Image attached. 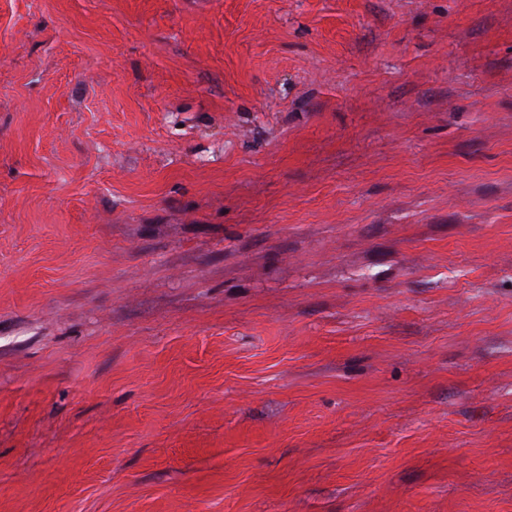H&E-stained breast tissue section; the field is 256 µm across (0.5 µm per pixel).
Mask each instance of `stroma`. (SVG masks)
Wrapping results in <instances>:
<instances>
[{
	"label": "stroma",
	"instance_id": "1",
	"mask_svg": "<svg viewBox=\"0 0 512 512\" xmlns=\"http://www.w3.org/2000/svg\"><path fill=\"white\" fill-rule=\"evenodd\" d=\"M0 512H512V0H0Z\"/></svg>",
	"mask_w": 512,
	"mask_h": 512
}]
</instances>
